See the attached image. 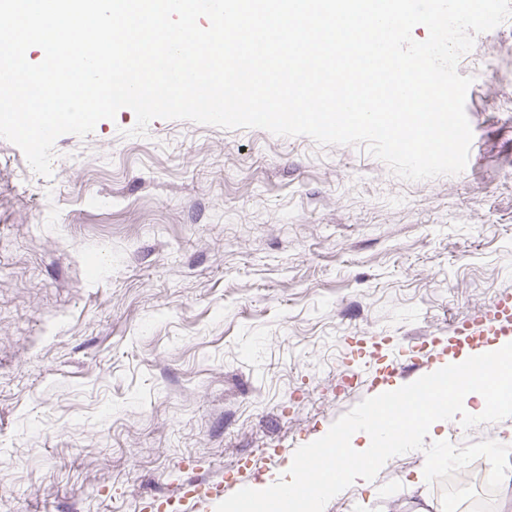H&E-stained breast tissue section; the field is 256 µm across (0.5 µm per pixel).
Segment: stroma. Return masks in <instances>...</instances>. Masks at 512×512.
I'll list each match as a JSON object with an SVG mask.
<instances>
[{
	"mask_svg": "<svg viewBox=\"0 0 512 512\" xmlns=\"http://www.w3.org/2000/svg\"><path fill=\"white\" fill-rule=\"evenodd\" d=\"M512 16L459 60L465 170L408 181L362 145L132 110L60 136L51 177L0 138V512H150L189 479L283 469L370 392L386 350L512 296ZM96 278H89L88 260ZM512 411L439 425L454 445ZM285 447L271 458L273 445ZM423 451L326 512H417Z\"/></svg>",
	"mask_w": 512,
	"mask_h": 512,
	"instance_id": "stroma-1",
	"label": "stroma"
}]
</instances>
